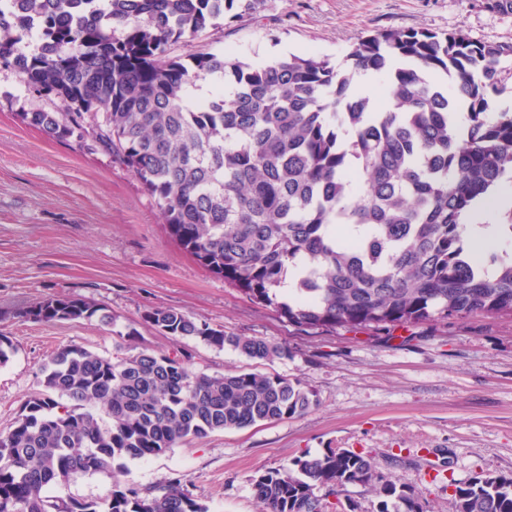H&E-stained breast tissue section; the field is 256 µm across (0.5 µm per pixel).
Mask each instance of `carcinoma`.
<instances>
[{"label": "carcinoma", "instance_id": "cac0c4a2", "mask_svg": "<svg viewBox=\"0 0 512 512\" xmlns=\"http://www.w3.org/2000/svg\"><path fill=\"white\" fill-rule=\"evenodd\" d=\"M260 0H0V67L58 100L62 112L15 119L62 142L119 158L195 260L299 328L412 326L435 316H512V254L485 264L464 248L472 203L512 171V112L490 113L512 45L458 31L387 30L360 39L353 71L290 55L252 66L233 51L174 47ZM39 32L31 49L28 34ZM383 79L389 104L353 94ZM211 86L197 97L199 83ZM112 317L49 298L32 322ZM144 320L164 336L229 345L249 359L288 357L263 338L227 336L174 309ZM42 390L0 432V512H207L182 476L155 494L115 481L102 501L50 491L78 475L124 469L317 405L301 380L261 371L208 375L184 357L142 350L116 360L59 349ZM105 409L107 424L95 411ZM362 486L380 512H427L422 495L363 452L329 450L254 477L262 512H340L316 494ZM457 512H512V474L448 480Z\"/></svg>", "mask_w": 512, "mask_h": 512}]
</instances>
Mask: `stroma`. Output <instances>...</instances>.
Here are the masks:
<instances>
[{"label":"stroma","instance_id":"obj_1","mask_svg":"<svg viewBox=\"0 0 512 512\" xmlns=\"http://www.w3.org/2000/svg\"><path fill=\"white\" fill-rule=\"evenodd\" d=\"M461 31L482 43L512 44V11L486 0H261L256 12L178 47L179 55L233 50L266 65L316 53L352 67L358 39L386 30ZM57 112L18 74L0 69V334L15 352L0 366V431L40 391L42 368L61 347L102 356L144 349L188 353L190 367L300 379L318 404L308 413L221 431L165 454L70 480L69 495L98 501L114 480L141 491L186 476L208 512H260L252 480L294 459L331 449L370 454L379 472L420 490L429 512H456L446 482L512 472V317L432 318L409 327L298 329L209 273L166 232L161 214L117 159L50 139L16 123L20 109ZM67 296L104 308L98 319L34 323L22 309ZM174 309L228 335L287 346L284 359L257 362L232 347L158 334L143 321Z\"/></svg>","mask_w":512,"mask_h":512}]
</instances>
